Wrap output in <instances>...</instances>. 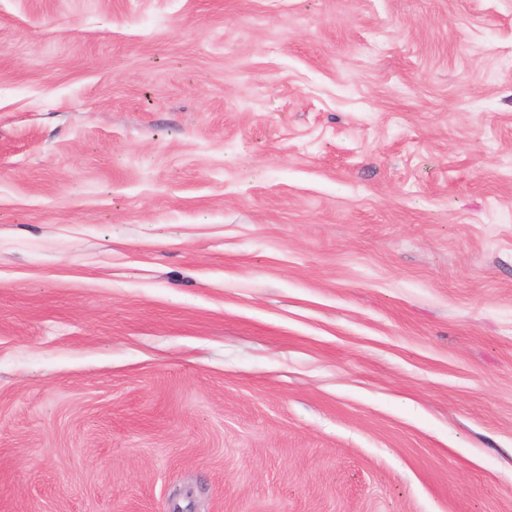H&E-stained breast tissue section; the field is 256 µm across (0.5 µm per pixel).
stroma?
<instances>
[{
  "label": "stroma",
  "instance_id": "obj_1",
  "mask_svg": "<svg viewBox=\"0 0 512 512\" xmlns=\"http://www.w3.org/2000/svg\"><path fill=\"white\" fill-rule=\"evenodd\" d=\"M0 512H512V0H0Z\"/></svg>",
  "mask_w": 512,
  "mask_h": 512
}]
</instances>
